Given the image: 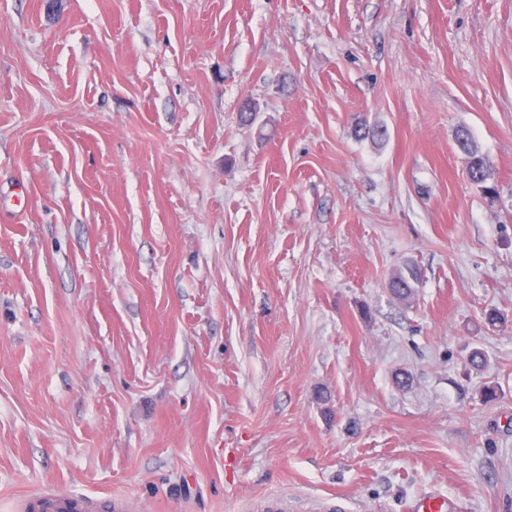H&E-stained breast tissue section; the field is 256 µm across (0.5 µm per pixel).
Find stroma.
I'll return each instance as SVG.
<instances>
[{
  "label": "stroma",
  "instance_id": "35a3bbf8",
  "mask_svg": "<svg viewBox=\"0 0 512 512\" xmlns=\"http://www.w3.org/2000/svg\"><path fill=\"white\" fill-rule=\"evenodd\" d=\"M41 490L512 512V0H0V512ZM458 142L461 149L468 157L467 171L470 180L475 184L485 183L489 176V159L480 154L476 148L472 146V143L469 142V135L467 133L461 134ZM417 280V271L414 268H408L407 273L400 271L392 276L387 283V288L394 297L408 300L414 295V283ZM448 497L440 494H425L417 497L410 506L409 512H453Z\"/></svg>",
  "mask_w": 512,
  "mask_h": 512
}]
</instances>
